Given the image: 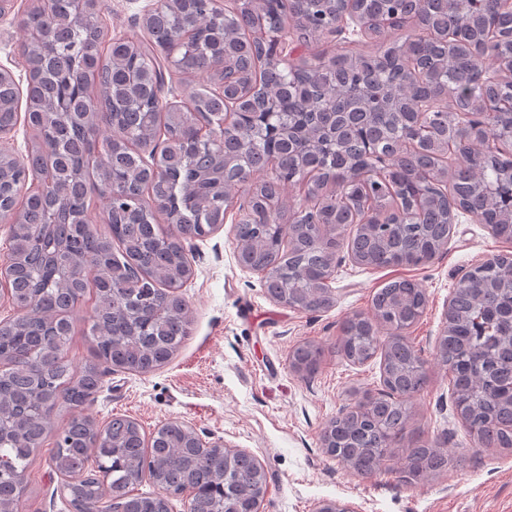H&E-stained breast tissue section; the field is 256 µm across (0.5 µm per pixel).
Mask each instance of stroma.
Returning <instances> with one entry per match:
<instances>
[{
    "label": "stroma",
    "instance_id": "35a3bbf8",
    "mask_svg": "<svg viewBox=\"0 0 512 512\" xmlns=\"http://www.w3.org/2000/svg\"><path fill=\"white\" fill-rule=\"evenodd\" d=\"M151 0H101L108 37L131 34ZM31 0H9L0 18V68L25 84L15 52L22 33L10 17ZM223 226L191 240L197 257L181 293L192 312L189 334L173 359L147 373L106 374L84 413L97 424L135 419L145 433L184 421L206 441L253 456L265 473L263 512H315L319 501L341 500L359 512H512V449L478 442L457 413L452 380L437 359L444 311L462 273L485 257L512 254V241L459 215L447 245L430 262L364 268L353 260L336 267V301L307 312L274 302L260 273L237 261L234 227L246 197L232 192ZM409 279L425 288L428 306L406 336L426 362L428 381L409 402L413 421L391 449L382 471L351 472L322 449L323 428L343 409L381 391V357L362 365L337 351L340 327L354 312H370L373 296L390 281ZM311 342L322 349L315 374L304 377L289 363L290 351ZM429 443L448 453L447 470L423 479L405 471L409 449ZM42 448L26 471L21 512H73L64 504L61 479Z\"/></svg>",
    "mask_w": 512,
    "mask_h": 512
}]
</instances>
